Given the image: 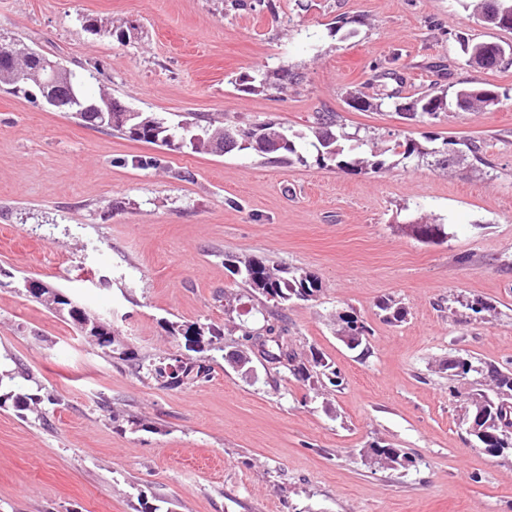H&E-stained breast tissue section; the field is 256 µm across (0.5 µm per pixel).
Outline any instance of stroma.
<instances>
[{
    "label": "stroma",
    "mask_w": 512,
    "mask_h": 512,
    "mask_svg": "<svg viewBox=\"0 0 512 512\" xmlns=\"http://www.w3.org/2000/svg\"><path fill=\"white\" fill-rule=\"evenodd\" d=\"M108 28L88 29L87 21ZM512 45L462 0H0V48L26 45L174 126L279 119L312 138L321 114L360 133L379 173L248 151H171L88 127L0 83V372L53 405L0 409V512H512V457L474 447L453 380L469 355L512 367V64L468 66L462 43ZM410 96L490 83L493 111L425 124L359 112L351 92L389 66ZM288 67L287 90H253ZM478 139L490 173L396 165V143ZM443 224L424 243L406 227ZM256 258L311 273L320 290L284 314L298 352L317 349L344 384L331 391L276 372L254 379L217 360L208 381L163 388L104 356L23 287L37 279L114 323L155 357L181 350L170 323L259 328V303L227 264ZM395 299L403 321H384ZM482 300L478 318L461 300ZM352 313L368 352L337 334ZM147 429L128 425L129 416ZM415 465L362 462L374 442Z\"/></svg>",
    "instance_id": "35a3bbf8"
}]
</instances>
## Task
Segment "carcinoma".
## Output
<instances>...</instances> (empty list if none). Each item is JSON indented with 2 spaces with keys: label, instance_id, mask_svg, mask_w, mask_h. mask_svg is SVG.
<instances>
[{
  "label": "carcinoma",
  "instance_id": "carcinoma-1",
  "mask_svg": "<svg viewBox=\"0 0 512 512\" xmlns=\"http://www.w3.org/2000/svg\"><path fill=\"white\" fill-rule=\"evenodd\" d=\"M469 50L478 57L477 67L493 69L500 66L505 59V50L492 42H479L471 45ZM81 79L73 78V91H60L61 106L65 111L75 114L83 122L100 126L102 129L116 132L135 141L150 144H161L171 151L183 149L181 142L174 130L165 125V122L146 112H138L135 116L125 121L112 125H101V117L97 112H81L79 107H70L72 97H77L82 106L99 105L101 100L85 97L80 89ZM353 99H362L365 106L361 110L380 109L384 106L398 108L402 105L411 110L409 118L422 123L435 122L455 107L461 111L472 109L488 111L499 103V93L489 84L469 85L456 88L452 91L442 90L437 92L432 89L418 92L412 96H401L396 92L368 94L357 90L351 94ZM334 121L322 116L317 118V127L314 131L315 140L310 146L316 151V160L338 161V164L346 167H356L378 173L385 168V162L377 158V153L363 151L366 141L358 136V133H336L332 130ZM221 132H228L238 141L237 150H256V144L265 141L270 144L280 143L273 150L278 155V160L290 163L294 160L305 163L307 157L299 150V136L290 132L284 124L275 121L263 122L249 126H226ZM355 142L351 150L355 151L354 157L348 160L340 159L344 155V147L340 141ZM441 141V146H435L436 141ZM401 160L417 159L421 162L441 157L437 164L444 169L469 166L473 169L486 164L483 154V145L479 141L460 143L446 138L440 140L436 136H423V140H409L403 152L399 153ZM244 283L256 295L268 301L276 303V307L284 309L294 300H309L320 291L317 279L308 273L270 265L262 260L244 258L237 260ZM56 315L70 321L77 328H83L85 320L90 318V313L83 310L72 309L71 297L66 293L48 301L38 299ZM379 309L385 312L384 319L388 322H399L404 319V308L392 300H385L379 305ZM169 333L180 336L184 340V349L187 354L181 362L179 371L170 376H165V368L170 359L163 357L159 360L142 359L132 349L126 348L119 342L112 340L114 331L107 325L102 327V332L95 335L92 341L102 350L103 354L118 358L121 361L131 362L137 365V373L145 380L154 381L164 387H179L184 384L196 383L209 378L211 365L214 360L213 351H221V340L224 338V330L214 324L196 326L184 325L172 322L169 325ZM288 327L284 324L282 314L276 312L257 331H248L242 335V340L254 345L268 347L266 354L268 362L291 374L295 379L320 384H328L339 388L343 380L336 366L323 353L310 350V356L302 358L294 349L284 350L277 342L279 338H285ZM448 371L456 378H467L470 374L481 375L488 373L497 390L502 395L492 399L490 403L474 402L469 405L466 412V424H475L483 430L485 437L474 436L475 442L484 450L496 454H512V368H497L493 365L487 367L482 363L466 356L459 361H448ZM54 403L56 398L41 393V388L31 389L27 392H15L9 390L0 393V407L10 403L19 412L31 411L44 402ZM362 461L369 465H377L382 468L395 469L406 467L413 459L400 448L382 446L378 443L371 444L361 449Z\"/></svg>",
  "mask_w": 512,
  "mask_h": 512
}]
</instances>
